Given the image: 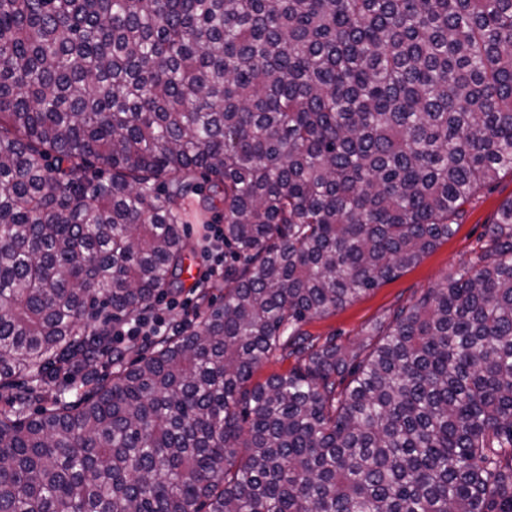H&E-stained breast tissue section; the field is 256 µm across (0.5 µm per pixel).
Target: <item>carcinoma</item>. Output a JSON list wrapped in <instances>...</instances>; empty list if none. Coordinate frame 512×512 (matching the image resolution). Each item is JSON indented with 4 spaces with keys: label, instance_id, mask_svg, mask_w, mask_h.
I'll return each instance as SVG.
<instances>
[{
    "label": "carcinoma",
    "instance_id": "carcinoma-1",
    "mask_svg": "<svg viewBox=\"0 0 512 512\" xmlns=\"http://www.w3.org/2000/svg\"><path fill=\"white\" fill-rule=\"evenodd\" d=\"M502 173L512 0H0V512H512V199L375 344L302 330ZM192 195L224 296L127 363ZM220 224L224 225V219L221 218L219 223L210 224L209 247L202 252L201 256L191 257L197 263L196 277L203 271L204 266L199 280L201 285L215 275L224 274V228Z\"/></svg>",
    "mask_w": 512,
    "mask_h": 512
}]
</instances>
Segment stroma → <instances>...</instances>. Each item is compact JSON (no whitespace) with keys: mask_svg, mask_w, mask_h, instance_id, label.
<instances>
[{"mask_svg":"<svg viewBox=\"0 0 512 512\" xmlns=\"http://www.w3.org/2000/svg\"><path fill=\"white\" fill-rule=\"evenodd\" d=\"M511 198L512 176L505 175L464 204V216L455 233L417 265L336 313L308 320L305 331L314 336L337 337L349 347L368 342L386 327L395 308L436 287L461 264L476 259L487 243L486 225L493 222L500 205Z\"/></svg>","mask_w":512,"mask_h":512,"instance_id":"35a3bbf8","label":"stroma"}]
</instances>
